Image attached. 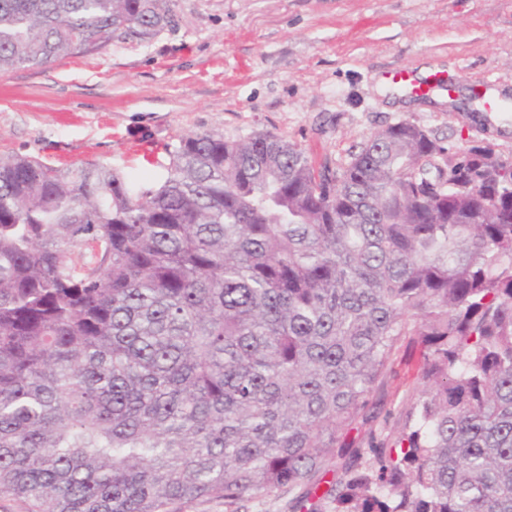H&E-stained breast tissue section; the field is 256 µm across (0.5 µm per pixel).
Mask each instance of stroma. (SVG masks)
I'll return each instance as SVG.
<instances>
[{"label":"stroma","instance_id":"obj_1","mask_svg":"<svg viewBox=\"0 0 512 512\" xmlns=\"http://www.w3.org/2000/svg\"><path fill=\"white\" fill-rule=\"evenodd\" d=\"M146 40L0 72V153L60 167L99 162L147 184L180 136L268 132L338 166L404 120L452 150L486 140L512 156V0H175ZM447 71L452 92L402 106L391 70ZM420 349L400 348L383 394L395 410L419 383Z\"/></svg>","mask_w":512,"mask_h":512}]
</instances>
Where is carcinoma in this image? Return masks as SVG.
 Instances as JSON below:
<instances>
[{
    "instance_id": "obj_1",
    "label": "carcinoma",
    "mask_w": 512,
    "mask_h": 512,
    "mask_svg": "<svg viewBox=\"0 0 512 512\" xmlns=\"http://www.w3.org/2000/svg\"><path fill=\"white\" fill-rule=\"evenodd\" d=\"M173 17L0 0V72ZM169 155L158 186L0 155V501L238 509L298 487L292 512H512V157L407 121L336 167L271 133ZM405 343L424 367L386 435L373 394Z\"/></svg>"
}]
</instances>
